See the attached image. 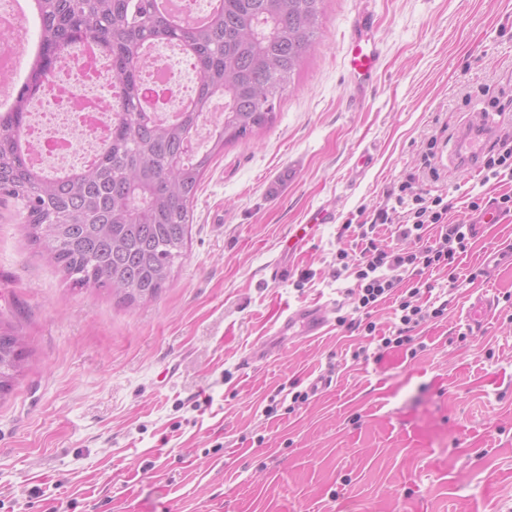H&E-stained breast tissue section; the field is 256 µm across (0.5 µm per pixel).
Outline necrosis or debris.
Listing matches in <instances>:
<instances>
[{"instance_id": "necrosis-or-debris-1", "label": "necrosis or debris", "mask_w": 512, "mask_h": 512, "mask_svg": "<svg viewBox=\"0 0 512 512\" xmlns=\"http://www.w3.org/2000/svg\"><path fill=\"white\" fill-rule=\"evenodd\" d=\"M31 0H0V105L12 98L11 77L24 54L31 52ZM152 67L145 76L148 100L157 116L179 109L193 84L187 76L193 66L176 46L152 50ZM110 80L103 61L85 46L67 53L57 74L36 100L28 120L31 140L38 150L32 163L49 174H60L86 164L100 148L111 125V99L103 89Z\"/></svg>"}]
</instances>
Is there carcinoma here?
<instances>
[{"label": "carcinoma", "mask_w": 512, "mask_h": 512, "mask_svg": "<svg viewBox=\"0 0 512 512\" xmlns=\"http://www.w3.org/2000/svg\"><path fill=\"white\" fill-rule=\"evenodd\" d=\"M324 0H220L205 19L159 12L155 0H34L38 40L26 80L0 111V201L19 206L33 246L79 287L129 306L171 281L192 223L191 204L215 154L274 121V101L318 43ZM81 41L104 46L118 112L94 161L50 177L30 162L28 106ZM175 44L198 81L172 123L141 108L144 47ZM224 100L210 150L193 147L200 117ZM25 360L23 339L0 325V400Z\"/></svg>", "instance_id": "obj_1"}]
</instances>
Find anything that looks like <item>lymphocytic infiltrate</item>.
<instances>
[{
  "label": "lymphocytic infiltrate",
  "mask_w": 512,
  "mask_h": 512,
  "mask_svg": "<svg viewBox=\"0 0 512 512\" xmlns=\"http://www.w3.org/2000/svg\"><path fill=\"white\" fill-rule=\"evenodd\" d=\"M397 207L407 208L412 225L404 229L402 238H414L417 246L406 250L401 244L377 242L374 225L358 224L356 237L360 245V258L355 266L356 289L353 293L354 312L367 313L387 298L395 299L400 312L394 337L382 340L383 347L404 345L412 340L411 333L427 317H441L444 306L426 308L417 304L420 287L401 289V271L444 269L454 260L456 249L465 248L466 234L461 225L448 221L449 205L442 196H429L420 188L415 177L402 182L394 195ZM436 227L437 235L424 240L422 232Z\"/></svg>",
  "instance_id": "obj_1"
}]
</instances>
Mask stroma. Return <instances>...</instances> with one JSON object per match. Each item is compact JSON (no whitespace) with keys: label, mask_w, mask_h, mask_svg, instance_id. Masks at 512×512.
<instances>
[{"label":"stroma","mask_w":512,"mask_h":512,"mask_svg":"<svg viewBox=\"0 0 512 512\" xmlns=\"http://www.w3.org/2000/svg\"><path fill=\"white\" fill-rule=\"evenodd\" d=\"M360 23L379 52L364 85L346 67ZM510 96L512 0H325L274 124L215 156L156 299L71 287L0 204V321L27 351L0 401L5 512H512V213L489 224L469 207L512 194V177L423 182L478 230L450 269L420 275L448 306L411 346L380 345L391 300L374 332L344 324L356 280L336 260L359 253L348 219L373 221L427 150L450 156L456 125ZM321 209L332 222L272 280L292 227ZM481 293L495 310L471 330ZM312 303L328 306L325 335H277ZM292 385L309 398L289 413L276 395Z\"/></svg>","instance_id":"1"}]
</instances>
